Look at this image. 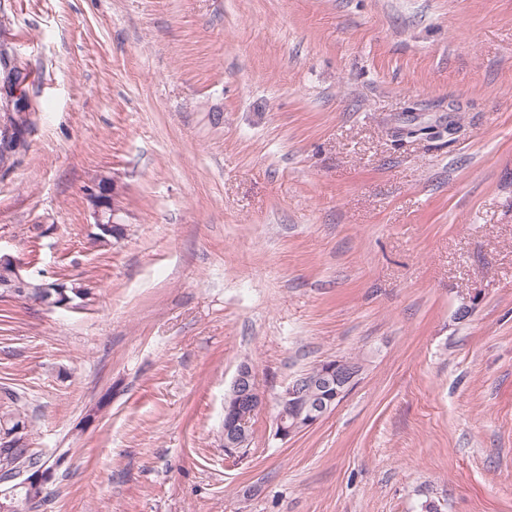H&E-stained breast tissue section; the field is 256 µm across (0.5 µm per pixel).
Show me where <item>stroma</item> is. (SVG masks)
Listing matches in <instances>:
<instances>
[{"instance_id":"1","label":"stroma","mask_w":512,"mask_h":512,"mask_svg":"<svg viewBox=\"0 0 512 512\" xmlns=\"http://www.w3.org/2000/svg\"><path fill=\"white\" fill-rule=\"evenodd\" d=\"M0 45V252L90 290L0 296V394L59 462L38 512H512V0H0ZM341 358L278 439L276 394ZM112 185V192L110 190ZM122 187L119 185V179L114 175L111 177L103 176L84 189V193L92 207L94 226L98 232L94 233L93 240L98 243L109 242L108 237L118 238L123 235L124 229L116 227L112 235V229L115 226L123 224L120 221L122 208L120 206ZM328 365L336 366V400L345 396L356 384L359 376L357 369H348L346 365L340 363L336 365V359H330L319 363L309 371L314 373L313 377H319L321 373L328 369ZM341 366V367H340ZM309 382H304L302 378H294L285 389L277 396V427L278 438L285 440L292 437L306 428L320 421L330 410L336 407V400L330 406H326L323 401L315 402L306 399L305 395ZM288 416L291 423L288 424ZM229 394L224 404V449L231 451L239 448L245 429L249 426V418L263 404L251 365L238 367Z\"/></svg>"}]
</instances>
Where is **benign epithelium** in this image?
<instances>
[{
    "label": "benign epithelium",
    "instance_id": "1",
    "mask_svg": "<svg viewBox=\"0 0 512 512\" xmlns=\"http://www.w3.org/2000/svg\"><path fill=\"white\" fill-rule=\"evenodd\" d=\"M122 187L117 177L103 176L85 187L84 193L92 207L94 240L100 243L108 241L112 229L121 224L120 206ZM40 288V294L33 296L32 289ZM63 282H36L34 278L22 273L21 266L14 257L0 253V296L10 295L47 308H69L70 300L66 297ZM359 373L346 366L336 367V398L345 396L356 384ZM306 382L302 378L291 380L277 396L278 438L285 440L306 428L316 424L331 407L323 401L306 399ZM263 404L262 395L256 386V375L251 365L238 367L233 379L230 397L224 404V449L231 451L240 446L249 426V418ZM52 474L46 467L29 468L17 476L19 489L32 493L42 492Z\"/></svg>",
    "mask_w": 512,
    "mask_h": 512
}]
</instances>
